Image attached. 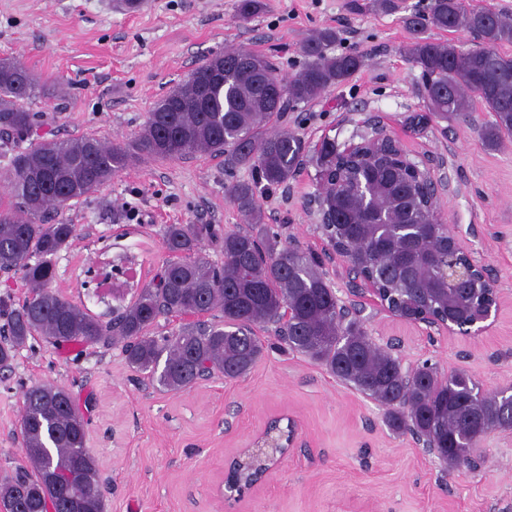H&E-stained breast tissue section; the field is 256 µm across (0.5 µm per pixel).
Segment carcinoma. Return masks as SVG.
<instances>
[{
	"label": "carcinoma",
	"mask_w": 512,
	"mask_h": 512,
	"mask_svg": "<svg viewBox=\"0 0 512 512\" xmlns=\"http://www.w3.org/2000/svg\"><path fill=\"white\" fill-rule=\"evenodd\" d=\"M262 0H237L236 16L248 21ZM413 32L408 59L421 69L423 98L442 118L466 111V95L495 116L483 130L486 143L512 137V22L491 6L467 0H429L426 11L405 17ZM466 29L479 45L459 50L426 35L430 29ZM336 31L308 37V62L292 77L281 76L265 56L247 48L224 52V81L205 87L207 64L168 93L149 113L142 130L122 144L94 135L66 140L34 138L44 113L25 103L38 93L21 64L0 61V157L7 159L10 190L0 198V272H19L30 292L7 313L0 330V365L27 340L40 335L59 347L124 341L128 363L180 391L219 372L226 379L248 373L264 349L255 329L277 325L288 347L324 366L339 381L386 408L395 432H409L440 460L471 464L473 446L498 428L512 427V402L486 395L472 376L438 373L424 364L406 372L390 352L372 343L361 322L339 306L316 259L278 240L261 224L264 188L284 186L302 165V140L271 122L289 108L315 101L327 88L362 66L356 53L328 54ZM197 153L246 167L258 182L239 181L228 198L250 217L251 228L224 230L216 224H167L163 244L169 259L137 298L109 321L52 288L56 258L71 246L76 225L63 217L71 203L88 197L135 162L187 159ZM315 180L327 179V197L337 202L329 243L359 255L360 265L396 314H428L441 321L469 320L492 302L493 291L471 278L451 288L433 264L460 261L448 239L430 238L419 181L405 169L398 150L368 146L359 161L336 151L325 138L316 151ZM391 209L396 224H379L373 200L363 201L361 183ZM211 242L224 253L221 266L201 255ZM221 313L217 322L184 323L153 336L159 318ZM87 422L70 393L53 384L24 392L21 434L27 465L0 483V512H105L96 458L86 448Z\"/></svg>",
	"instance_id": "carcinoma-1"
}]
</instances>
